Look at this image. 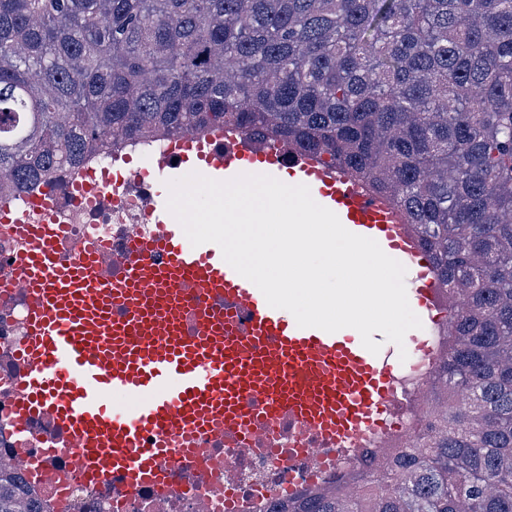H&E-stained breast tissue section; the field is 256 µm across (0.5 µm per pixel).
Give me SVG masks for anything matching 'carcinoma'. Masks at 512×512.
I'll return each mask as SVG.
<instances>
[{"mask_svg": "<svg viewBox=\"0 0 512 512\" xmlns=\"http://www.w3.org/2000/svg\"><path fill=\"white\" fill-rule=\"evenodd\" d=\"M218 130L381 197L448 297L409 446L288 512H512V0H0L1 197Z\"/></svg>", "mask_w": 512, "mask_h": 512, "instance_id": "1", "label": "carcinoma"}]
</instances>
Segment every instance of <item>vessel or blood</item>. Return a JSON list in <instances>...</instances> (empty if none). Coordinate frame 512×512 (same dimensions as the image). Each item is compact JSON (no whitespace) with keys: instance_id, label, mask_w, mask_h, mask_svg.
I'll use <instances>...</instances> for the list:
<instances>
[{"instance_id":"1","label":"vessel or blood","mask_w":512,"mask_h":512,"mask_svg":"<svg viewBox=\"0 0 512 512\" xmlns=\"http://www.w3.org/2000/svg\"><path fill=\"white\" fill-rule=\"evenodd\" d=\"M175 154L178 165L208 175H240L254 163L242 147L218 155L192 135L177 139ZM284 165L320 205L401 262L418 305L434 308L430 259L384 203L311 159L272 151L263 161L267 170ZM166 204L161 195L154 208L162 233L135 241L111 276L91 244L60 262V226L22 227L29 246L11 277L33 302L17 350L14 414L21 431L34 416L54 422L42 456L75 449L86 481L136 490L157 485L161 460L195 457L208 435L249 441L286 417L339 440L393 410V374L381 355L347 330L298 327L219 246H192ZM236 310L247 315L240 328ZM116 396L124 406L113 405Z\"/></svg>"}]
</instances>
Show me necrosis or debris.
Here are the masks:
<instances>
[{
	"label": "necrosis or debris",
	"mask_w": 512,
	"mask_h": 512,
	"mask_svg": "<svg viewBox=\"0 0 512 512\" xmlns=\"http://www.w3.org/2000/svg\"><path fill=\"white\" fill-rule=\"evenodd\" d=\"M151 183L137 170L115 171L112 161L93 160L76 170L56 172L48 182L17 194L9 207L26 224H60L65 238L58 251L68 262L80 252L91 232H99L107 267H117L131 240L151 237L157 227L150 215ZM25 241L0 224V461L25 470V458H41L55 430L45 419L30 420L18 436L12 406L17 397L16 359L24 337L26 294L9 282L10 259L24 251ZM434 369L430 357L414 355L394 378L397 391L413 390L387 415L386 427L364 431L336 442L317 436L296 422L269 425L256 442L206 436L199 459L165 460L168 486L127 490L110 483H84L70 448L41 458V481H28L27 491L43 512H270L287 506L302 493L350 473L363 472L402 444L415 422L418 393L424 392Z\"/></svg>",
	"instance_id": "1"
}]
</instances>
